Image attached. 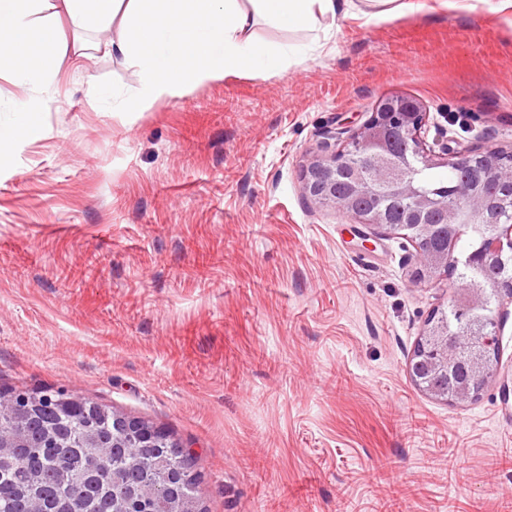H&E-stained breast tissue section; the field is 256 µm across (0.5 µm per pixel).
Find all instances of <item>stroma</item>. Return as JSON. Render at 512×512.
Instances as JSON below:
<instances>
[{
  "mask_svg": "<svg viewBox=\"0 0 512 512\" xmlns=\"http://www.w3.org/2000/svg\"><path fill=\"white\" fill-rule=\"evenodd\" d=\"M271 74L203 80L127 117L135 67L86 35L41 107L0 77V133L38 137L0 166V391L78 393L192 448L205 512H512V305L477 398L425 394L408 364L446 295L414 286L413 245L361 244L311 205L301 164L326 128L418 98L427 140L512 151V12L438 6L338 16L321 49Z\"/></svg>",
  "mask_w": 512,
  "mask_h": 512,
  "instance_id": "35a3bbf8",
  "label": "stroma"
}]
</instances>
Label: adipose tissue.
<instances>
[{
  "instance_id": "adipose-tissue-1",
  "label": "adipose tissue",
  "mask_w": 512,
  "mask_h": 512,
  "mask_svg": "<svg viewBox=\"0 0 512 512\" xmlns=\"http://www.w3.org/2000/svg\"><path fill=\"white\" fill-rule=\"evenodd\" d=\"M395 4L414 12L421 0H61L79 28L103 31L124 16L120 33L88 47L86 65L98 54L119 55L136 67L139 88L121 111L140 112L162 97H176L207 78L282 70L291 52L257 40L252 26L263 17L283 29L316 30L338 14H365ZM50 0H0V76L50 85L61 63V42L43 13Z\"/></svg>"
}]
</instances>
